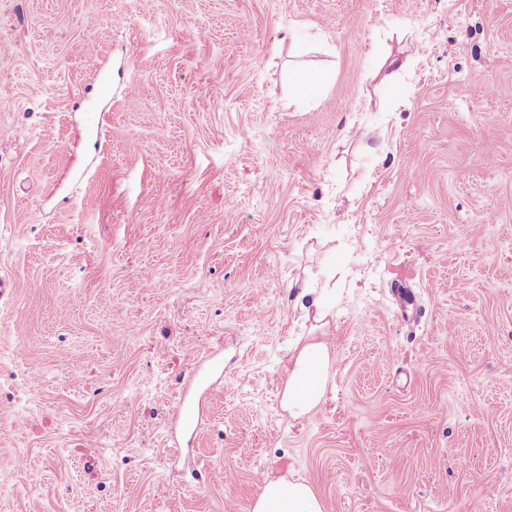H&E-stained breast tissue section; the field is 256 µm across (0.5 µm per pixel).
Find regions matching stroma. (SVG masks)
Segmentation results:
<instances>
[{
    "instance_id": "35a3bbf8",
    "label": "stroma",
    "mask_w": 512,
    "mask_h": 512,
    "mask_svg": "<svg viewBox=\"0 0 512 512\" xmlns=\"http://www.w3.org/2000/svg\"><path fill=\"white\" fill-rule=\"evenodd\" d=\"M0 273V512H512V0H0ZM328 359L329 349L325 343L309 344L297 355L285 396L292 416L308 413L323 396ZM203 365L204 370H200ZM224 376V363L216 356H209L196 362L192 379L203 388L199 399H189L184 395L179 404V411L176 416L182 427L186 431L194 432L200 425L204 412V402L212 386L211 381L216 378L221 379ZM252 512H323V505L305 482L263 478Z\"/></svg>"
}]
</instances>
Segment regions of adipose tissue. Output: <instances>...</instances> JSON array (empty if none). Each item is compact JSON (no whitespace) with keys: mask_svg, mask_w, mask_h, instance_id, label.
I'll list each match as a JSON object with an SVG mask.
<instances>
[{"mask_svg":"<svg viewBox=\"0 0 512 512\" xmlns=\"http://www.w3.org/2000/svg\"><path fill=\"white\" fill-rule=\"evenodd\" d=\"M328 359L329 349L323 343L307 345L297 355L285 396L292 416L308 413L321 399ZM252 512H323V505L307 483L265 478Z\"/></svg>","mask_w":512,"mask_h":512,"instance_id":"ef3b65f1","label":"adipose tissue"}]
</instances>
